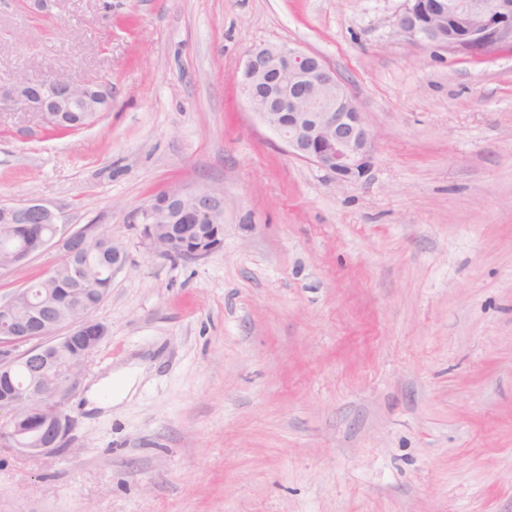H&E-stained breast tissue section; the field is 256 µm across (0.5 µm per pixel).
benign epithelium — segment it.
<instances>
[{"label": "benign epithelium", "mask_w": 512, "mask_h": 512, "mask_svg": "<svg viewBox=\"0 0 512 512\" xmlns=\"http://www.w3.org/2000/svg\"><path fill=\"white\" fill-rule=\"evenodd\" d=\"M395 25L410 39L485 56L512 44V0H407ZM237 81L252 113L290 154L332 172L340 182L361 178L371 168L373 132L342 78L320 56L284 46H257L247 52ZM110 96L101 85H75L56 73L24 74L0 87V101L20 104L50 123L62 112H103ZM175 209L186 224H211L224 214V196L167 190L143 210V223L166 224ZM31 220L56 224L58 216L36 202H0L1 223ZM88 238V231L79 229L50 237L43 247L57 246L70 258L85 249ZM24 295L25 289L18 288L0 297V326L10 334L7 340L0 336V371L22 364L30 372L26 386L13 389L11 398L0 402V439H8L9 452L50 456L67 443L71 423L65 406L82 383L60 368L55 378L65 380L64 389L58 390L55 405L44 406L52 341L33 332L50 318L44 305L19 308ZM57 330L64 331L62 339L106 335L105 327L90 315Z\"/></svg>", "instance_id": "obj_1"}]
</instances>
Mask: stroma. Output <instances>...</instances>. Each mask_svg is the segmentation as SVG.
I'll use <instances>...</instances> for the list:
<instances>
[{
    "label": "stroma",
    "mask_w": 512,
    "mask_h": 512,
    "mask_svg": "<svg viewBox=\"0 0 512 512\" xmlns=\"http://www.w3.org/2000/svg\"><path fill=\"white\" fill-rule=\"evenodd\" d=\"M406 0H0V86L54 71L112 105L57 133L0 107V201L126 254L93 311L67 448L0 453V512H512V52L400 34ZM320 55L372 128L350 182L289 154L234 75ZM224 196V242L158 256L162 191ZM0 270V295L60 259Z\"/></svg>",
    "instance_id": "obj_1"
}]
</instances>
